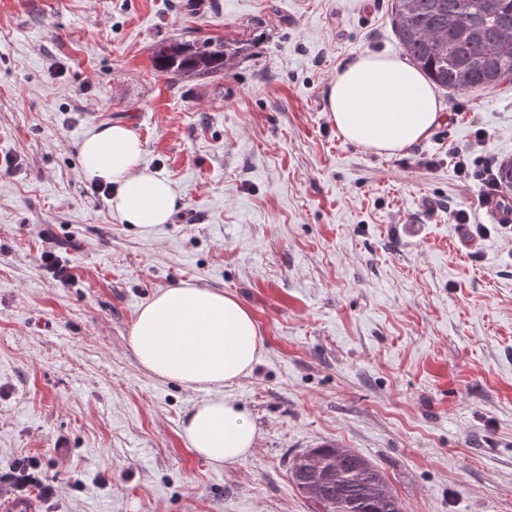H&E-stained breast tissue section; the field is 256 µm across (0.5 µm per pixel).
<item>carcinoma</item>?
I'll use <instances>...</instances> for the list:
<instances>
[{
    "mask_svg": "<svg viewBox=\"0 0 512 512\" xmlns=\"http://www.w3.org/2000/svg\"><path fill=\"white\" fill-rule=\"evenodd\" d=\"M401 48L429 82L448 92L494 89L512 76V0H392ZM248 47L223 38L157 43L155 67L174 80L222 75ZM512 193V160L497 167ZM294 487L316 512H405L383 472L357 452L326 443L289 462Z\"/></svg>",
    "mask_w": 512,
    "mask_h": 512,
    "instance_id": "1",
    "label": "carcinoma"
}]
</instances>
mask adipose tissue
I'll return each mask as SVG.
<instances>
[{"mask_svg":"<svg viewBox=\"0 0 512 512\" xmlns=\"http://www.w3.org/2000/svg\"><path fill=\"white\" fill-rule=\"evenodd\" d=\"M326 95L341 135L379 154L393 155L427 138L442 119L424 75L385 54H362L346 64ZM141 153L136 135L115 124L85 138L81 164L87 176L111 184L113 213L146 230L167 223L180 198L166 179L141 167ZM129 343L156 378L208 391L182 421L195 455L228 467L252 454L257 434L249 415L224 396L252 370L261 345L250 310L235 296L193 284L158 292L139 310Z\"/></svg>","mask_w":512,"mask_h":512,"instance_id":"ef3b65f1","label":"adipose tissue"}]
</instances>
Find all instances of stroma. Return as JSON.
I'll list each match as a JSON object with an SVG mask.
<instances>
[{
	"mask_svg": "<svg viewBox=\"0 0 512 512\" xmlns=\"http://www.w3.org/2000/svg\"><path fill=\"white\" fill-rule=\"evenodd\" d=\"M188 35L251 48L205 80L157 72L153 45ZM364 53L401 55L391 0H0V492L28 455L56 487L37 512H315L288 462L334 442L407 512H512V223L451 152L481 128L471 162L512 159V82L438 93L429 137L380 155L328 117ZM114 124L180 196L170 223L93 192L80 145ZM44 231L72 281L40 267ZM185 282L236 296L261 340L224 391L259 435L229 468L181 435L203 392L129 344ZM484 209L486 213L497 224L512 223V203L511 199H505L500 194H488L483 198Z\"/></svg>",
	"mask_w": 512,
	"mask_h": 512,
	"instance_id": "35a3bbf8",
	"label": "stroma"
}]
</instances>
